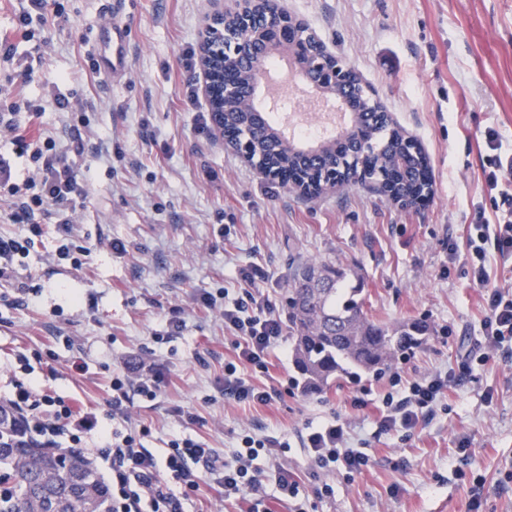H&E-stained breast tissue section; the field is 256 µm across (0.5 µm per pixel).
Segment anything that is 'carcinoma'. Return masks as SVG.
I'll return each mask as SVG.
<instances>
[{
	"instance_id": "1",
	"label": "carcinoma",
	"mask_w": 512,
	"mask_h": 512,
	"mask_svg": "<svg viewBox=\"0 0 512 512\" xmlns=\"http://www.w3.org/2000/svg\"><path fill=\"white\" fill-rule=\"evenodd\" d=\"M354 82V123L341 138L326 144L322 164L310 160L305 144L281 149V137L269 124L258 134L264 160L276 164L288 154V167L302 174L308 194L315 195L323 192L327 165L346 182L361 179L347 152L363 142L371 150V169L385 171L396 191L432 187L425 154L404 156L402 130L382 106L364 99L360 78L354 77ZM224 123L255 125L253 113L235 103L224 113ZM286 307L293 361L309 391L323 392L363 373L378 375L428 335V326L419 321L375 320L365 306L358 270L332 261L292 262ZM17 433L11 427L0 429V512H112L109 489L80 449L20 444Z\"/></svg>"
}]
</instances>
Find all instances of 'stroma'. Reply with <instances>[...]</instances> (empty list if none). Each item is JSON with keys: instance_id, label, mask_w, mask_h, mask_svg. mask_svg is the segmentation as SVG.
<instances>
[{"instance_id": "1", "label": "stroma", "mask_w": 512, "mask_h": 512, "mask_svg": "<svg viewBox=\"0 0 512 512\" xmlns=\"http://www.w3.org/2000/svg\"><path fill=\"white\" fill-rule=\"evenodd\" d=\"M62 2L68 22L43 27L41 57L31 62V46L15 29L18 0H0V40L17 46L13 60L0 59V98L42 105L31 135L61 140L78 115L59 110L55 96L89 107L82 134L103 138L108 152L74 158L88 201L74 204L70 216L94 261L80 271L54 266L53 227L35 237L27 273L42 293L24 307L0 304V362L19 349L54 358L55 388L88 406L103 402L113 371H151L161 391L136 401L131 422L150 426L145 445L157 453L177 428V405L199 417L187 434L223 458L243 431L285 436L309 512H469L476 473L484 478L483 512H512V481L504 478L512 471V357L497 353L462 366L463 354L483 339L485 317L467 226L479 214L496 219L482 178V131L496 128L512 149V0H279L422 145L432 193L409 207L362 185L312 196L291 190L262 177L214 127L197 126L189 89L201 76L186 71L184 59L235 0H128L130 65L118 77L89 66L92 32L112 19L106 0ZM111 240L125 244L126 254H108ZM298 253L356 266L376 319L430 326L413 355L393 365L406 382L447 374L448 389L429 420L378 434L388 376L306 393L288 356L269 372L250 373L278 389L270 405L220 394L236 333L224 324L223 304L197 306L199 290L232 300L263 293L285 314L288 260ZM248 265L267 271L266 283L244 282L240 270ZM176 305L185 310V330L154 342ZM76 361L84 372L73 369ZM332 416L346 422L352 445L367 449L370 463L351 478L327 475L335 493L321 499L297 441L307 424ZM464 438L473 470L465 477L457 471Z\"/></svg>"}]
</instances>
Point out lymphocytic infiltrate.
Returning <instances> with one entry per match:
<instances>
[{
    "instance_id": "1",
    "label": "lymphocytic infiltrate",
    "mask_w": 512,
    "mask_h": 512,
    "mask_svg": "<svg viewBox=\"0 0 512 512\" xmlns=\"http://www.w3.org/2000/svg\"><path fill=\"white\" fill-rule=\"evenodd\" d=\"M61 5L48 0H20L16 29L23 41L35 43L33 23H47L49 17H63ZM43 115L40 107L21 113L17 104L0 108V134L15 148L18 156L31 165L23 176H16L8 159L0 155V194L11 200L7 223L26 226V233L0 234V285L10 286L12 304L29 303L35 290L23 271L27 267L32 237L45 224H54L58 246L53 261H69L73 270L90 265L93 251L82 244L68 211L85 191L70 156L100 155L98 145H86L79 129H72L68 141L53 137H33L30 124ZM483 144L489 168L484 173L489 191L498 195V220L493 224L469 227L467 246L472 279L484 286L486 315L482 321L484 354L512 348V293L504 288H487L488 257L512 267V152L502 149L495 128H485ZM224 323L240 339L236 360L224 365V397L236 403L266 406L277 395L275 388L255 384L246 368L268 369L270 355L283 341V325L275 316L269 299L234 300L224 305ZM33 369L26 354L7 363V380L0 394V412H7L11 423L20 425L25 438L46 448H82L101 459L111 487L112 512H186L185 504L198 490L202 475L211 480L228 498L247 501V512H268L263 492L274 483L277 501L288 512H305L300 486L284 464L291 449L287 439L275 435H241L228 459H219L213 449L181 432H174L162 454L145 448L146 429L128 423L135 398L155 399L160 384L149 373H113L107 396L97 411H86L75 401L47 390L32 380ZM448 389V378L434 373L410 382L399 393H386L377 421L383 431L411 429L428 419ZM300 446L314 470L325 473H362L370 462L366 449L348 444V430L339 418L307 426L300 435Z\"/></svg>"
}]
</instances>
